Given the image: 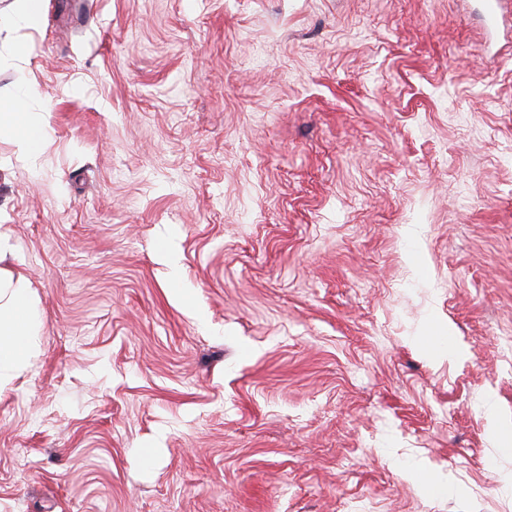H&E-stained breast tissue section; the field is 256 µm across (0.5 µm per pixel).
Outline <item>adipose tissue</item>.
I'll list each match as a JSON object with an SVG mask.
<instances>
[{"label": "adipose tissue", "mask_w": 512, "mask_h": 512, "mask_svg": "<svg viewBox=\"0 0 512 512\" xmlns=\"http://www.w3.org/2000/svg\"><path fill=\"white\" fill-rule=\"evenodd\" d=\"M0 128L18 129V146L32 158L38 157L47 138L43 125L27 122L16 98L0 100ZM37 326L27 281L0 267V384L24 367Z\"/></svg>", "instance_id": "adipose-tissue-1"}]
</instances>
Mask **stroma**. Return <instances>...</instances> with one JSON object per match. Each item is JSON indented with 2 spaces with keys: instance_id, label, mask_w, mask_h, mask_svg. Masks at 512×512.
Listing matches in <instances>:
<instances>
[{
  "instance_id": "stroma-1",
  "label": "stroma",
  "mask_w": 512,
  "mask_h": 512,
  "mask_svg": "<svg viewBox=\"0 0 512 512\" xmlns=\"http://www.w3.org/2000/svg\"><path fill=\"white\" fill-rule=\"evenodd\" d=\"M42 8L0 512H512V0Z\"/></svg>"
}]
</instances>
